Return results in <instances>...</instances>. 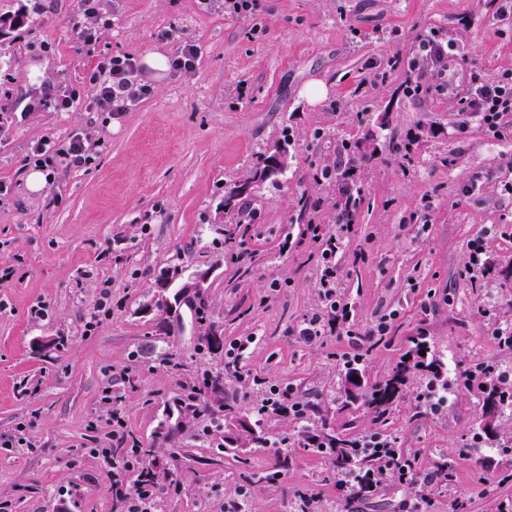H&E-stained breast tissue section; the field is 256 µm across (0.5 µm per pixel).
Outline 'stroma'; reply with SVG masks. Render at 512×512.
<instances>
[{
	"instance_id": "35a3bbf8",
	"label": "stroma",
	"mask_w": 512,
	"mask_h": 512,
	"mask_svg": "<svg viewBox=\"0 0 512 512\" xmlns=\"http://www.w3.org/2000/svg\"><path fill=\"white\" fill-rule=\"evenodd\" d=\"M21 8L0 37V270L13 272L0 281V512H114L102 451L118 432L163 464L169 491L154 512H512V408L484 433L476 373L512 370V345L493 334L512 324V140L490 139L459 105L473 78L512 71V18L496 16V0H252L243 15L224 0H103L112 26L87 50L72 27L81 0H0V15ZM170 28L176 39H158ZM431 29L464 54L447 93L414 94L415 38ZM180 38L201 49L195 71H142L150 92L121 118L91 109L84 77L98 58L170 56ZM315 81L327 94L311 101ZM60 88L76 94L70 109L33 107ZM75 132L94 140L89 162L29 191L33 144ZM279 147L283 174L225 204L226 187L252 181L259 156ZM349 177L362 193L348 207ZM346 208L336 293L360 335L308 342L299 328L323 307L322 247L308 227L335 230ZM477 239L494 265L483 280L467 268ZM175 267L213 269L208 324L150 310ZM38 305L44 316H32ZM384 318L385 339L369 341ZM210 328L228 345L254 339L224 402L258 422L262 443L225 449L202 421L155 434L184 385L219 362L203 342ZM420 336L426 360L453 366L439 412L423 404L432 374L416 368L386 422L358 403L342 410L347 356L363 351L365 379L379 383ZM163 348L181 368L158 360ZM271 383L308 405L302 423L258 415ZM322 426L389 436L436 479L392 475L352 500L330 453L307 445L305 428ZM443 462L452 480L438 477Z\"/></svg>"
}]
</instances>
